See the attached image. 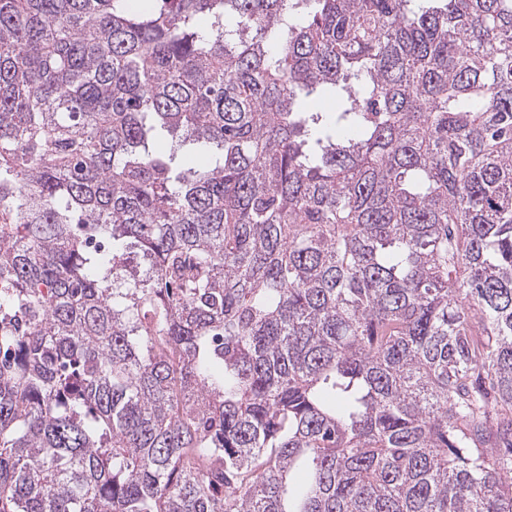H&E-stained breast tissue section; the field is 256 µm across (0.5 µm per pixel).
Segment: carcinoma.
Segmentation results:
<instances>
[{"instance_id": "1", "label": "carcinoma", "mask_w": 512, "mask_h": 512, "mask_svg": "<svg viewBox=\"0 0 512 512\" xmlns=\"http://www.w3.org/2000/svg\"><path fill=\"white\" fill-rule=\"evenodd\" d=\"M0 512H512V0H0Z\"/></svg>"}]
</instances>
